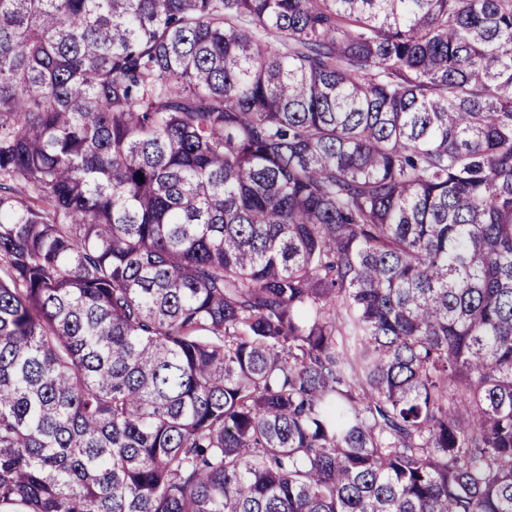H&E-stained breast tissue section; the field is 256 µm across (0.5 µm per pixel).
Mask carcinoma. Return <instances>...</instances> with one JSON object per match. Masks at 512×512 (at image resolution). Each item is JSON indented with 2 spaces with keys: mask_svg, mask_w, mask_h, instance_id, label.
<instances>
[{
  "mask_svg": "<svg viewBox=\"0 0 512 512\" xmlns=\"http://www.w3.org/2000/svg\"><path fill=\"white\" fill-rule=\"evenodd\" d=\"M0 512H512V0H0Z\"/></svg>",
  "mask_w": 512,
  "mask_h": 512,
  "instance_id": "cac0c4a2",
  "label": "carcinoma"
}]
</instances>
